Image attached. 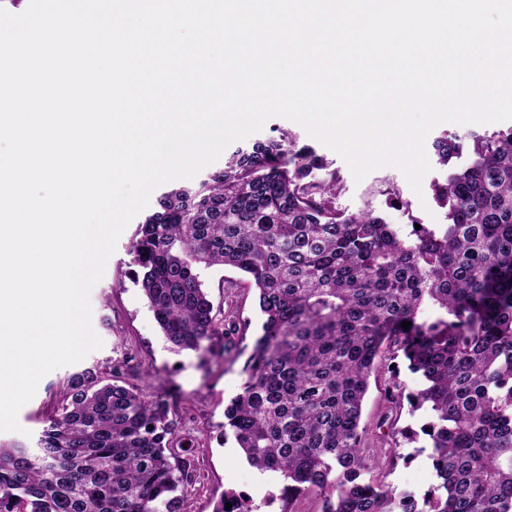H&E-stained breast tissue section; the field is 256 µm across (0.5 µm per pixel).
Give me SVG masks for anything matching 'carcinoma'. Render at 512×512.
Here are the masks:
<instances>
[{"label": "carcinoma", "mask_w": 512, "mask_h": 512, "mask_svg": "<svg viewBox=\"0 0 512 512\" xmlns=\"http://www.w3.org/2000/svg\"><path fill=\"white\" fill-rule=\"evenodd\" d=\"M446 164L455 136L433 144ZM288 135L234 151L204 180L169 186L139 222L135 283L178 351L239 330L202 273L233 268L257 290L261 335L224 426L247 460L282 478V496L321 512H512V129L472 135L465 166L435 188L442 227L402 238L371 213L336 209V180ZM411 323L407 330L402 322ZM403 358L422 386L388 413L423 410L439 484L421 497L363 481L362 405L379 360ZM161 399L120 365L66 378L36 452L0 439V512H185L194 464L177 455ZM251 512L224 492L213 512Z\"/></svg>", "instance_id": "1"}]
</instances>
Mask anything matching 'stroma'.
<instances>
[{
    "label": "stroma",
    "instance_id": "obj_1",
    "mask_svg": "<svg viewBox=\"0 0 512 512\" xmlns=\"http://www.w3.org/2000/svg\"><path fill=\"white\" fill-rule=\"evenodd\" d=\"M283 134L296 148L311 147L321 158L323 166L313 170L312 176L335 178L338 210L349 214L373 212L403 236L417 222L446 223V210L436 202L433 186L445 182L448 169L438 162L434 150L426 152L431 170L416 191L404 174L391 166L355 180L338 153L290 119L270 117L254 137L264 140ZM134 230L131 224L124 229L102 278L89 294L91 324L102 347L89 352L82 361L44 376L34 397L18 413L19 430L2 431L0 439L34 445L45 418L61 399L69 374L96 363L105 369L121 362L125 365L123 379L142 388L146 397L165 400L170 418L177 422L176 449L196 468V481L188 489V512H212L216 498L227 490L245 494L253 512H320V499L315 493L291 502L282 499L281 480L254 468L234 437L224 431V407L245 381L242 368L261 332L254 289L241 287L234 292L237 319L245 327L242 334L216 337L207 350L173 352L148 301L130 278L128 246ZM393 380L408 392L419 387L417 376L404 366L399 367L397 375L383 368L371 377L362 415L367 429L365 453L370 458L364 477L420 496L437 484L429 449L416 443L392 449L377 445L378 425L388 407L387 388Z\"/></svg>",
    "mask_w": 512,
    "mask_h": 512
}]
</instances>
